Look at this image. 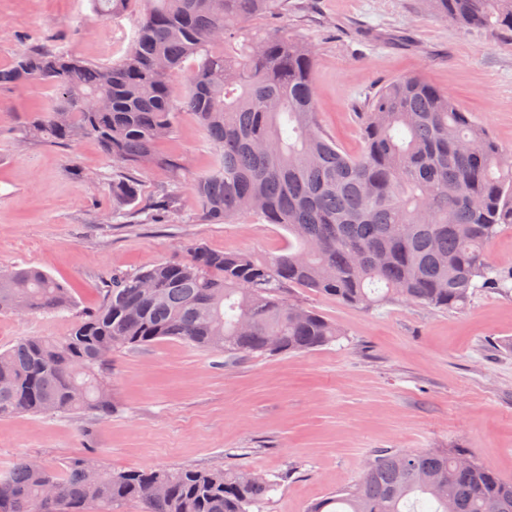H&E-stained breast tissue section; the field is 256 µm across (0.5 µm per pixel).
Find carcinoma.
I'll return each mask as SVG.
<instances>
[{"label":"carcinoma","instance_id":"carcinoma-1","mask_svg":"<svg viewBox=\"0 0 512 512\" xmlns=\"http://www.w3.org/2000/svg\"><path fill=\"white\" fill-rule=\"evenodd\" d=\"M140 21L116 62L92 63L29 48L0 68V84H50L51 101L29 133L58 144L92 138L112 159L171 173L159 152L176 115L190 112L212 159L195 175L196 205L210 224L252 214L288 232L268 261L240 251L187 248L112 276L101 304L60 338L24 337L0 351V420L27 414L112 413V353L176 340L235 360L301 353L342 336L292 298L305 288L372 310L403 302L453 311L474 291H512V266L490 264L485 245L512 225V152L445 91L408 75L382 87L361 113L364 146L343 151L317 121L315 53L286 31L247 29L285 0H90L109 18L127 2ZM462 30L512 31V0H425ZM243 39L245 50L236 49ZM190 76L175 82L186 61ZM112 196L138 197L130 180ZM148 279L151 288L139 283ZM70 311L72 289L35 268L0 279V314ZM464 451L380 450L351 489L308 512H512V482ZM95 453L56 470L21 459L0 473V512H250L276 483L245 470L195 467L114 472Z\"/></svg>","mask_w":512,"mask_h":512}]
</instances>
